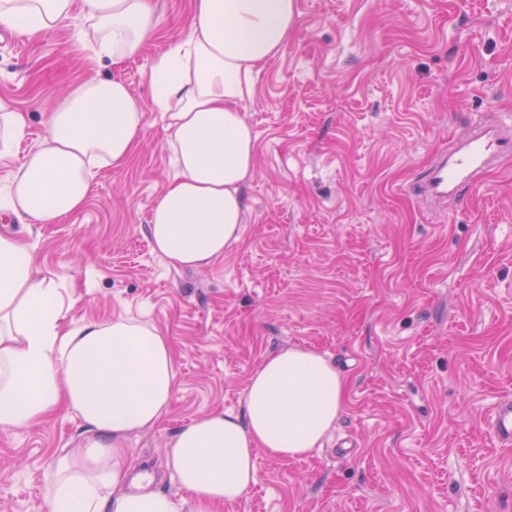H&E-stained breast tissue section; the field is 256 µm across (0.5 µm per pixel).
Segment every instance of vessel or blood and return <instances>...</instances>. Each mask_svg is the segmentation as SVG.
Masks as SVG:
<instances>
[{"mask_svg":"<svg viewBox=\"0 0 512 512\" xmlns=\"http://www.w3.org/2000/svg\"><path fill=\"white\" fill-rule=\"evenodd\" d=\"M512 159V122L501 121L498 128L482 130L460 140L440 154L417 182V193L437 204L460 203L478 189L485 173ZM492 432L505 447L512 446V399L500 402L491 419Z\"/></svg>","mask_w":512,"mask_h":512,"instance_id":"b4317fda","label":"vessel or blood"}]
</instances>
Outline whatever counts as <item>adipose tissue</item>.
Wrapping results in <instances>:
<instances>
[{
    "mask_svg": "<svg viewBox=\"0 0 512 512\" xmlns=\"http://www.w3.org/2000/svg\"><path fill=\"white\" fill-rule=\"evenodd\" d=\"M82 17V41L121 62L155 25L153 0H0V28L34 39ZM296 0H193L186 37L154 58L151 105L119 80L96 77L63 89L45 115L47 133L9 178V210L23 224H56L80 212L94 169L124 163L163 116L175 171L147 226L153 252L180 271L223 263L240 241L241 188L255 165L256 134L238 105L281 52ZM177 388L172 346L133 318L65 322L61 295L32 252L0 235V430L28 427L65 406L84 431L59 449L43 490L44 512H184L149 477L133 478L129 435L159 424ZM347 382L319 352L293 346L263 359L241 413L217 411L182 427L165 468L188 511L224 512L256 481V453L303 459L341 412Z\"/></svg>",
    "mask_w": 512,
    "mask_h": 512,
    "instance_id": "ef3b65f1",
    "label": "adipose tissue"
}]
</instances>
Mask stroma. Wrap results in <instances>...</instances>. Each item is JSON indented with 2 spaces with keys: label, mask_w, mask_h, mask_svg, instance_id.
<instances>
[{
  "label": "stroma",
  "mask_w": 512,
  "mask_h": 512,
  "mask_svg": "<svg viewBox=\"0 0 512 512\" xmlns=\"http://www.w3.org/2000/svg\"><path fill=\"white\" fill-rule=\"evenodd\" d=\"M157 25L113 64L71 21L34 40L0 29V100L29 113L0 185L45 135L66 86L118 79L149 104L150 66L187 34L191 0H155ZM280 55L240 104L258 135L243 235L215 268L175 271L146 224L172 173L162 116L125 163L99 171L84 208L0 233L31 246L67 320L141 317L170 337L178 388L167 418L132 434L128 463L174 499L166 447L192 420L240 410L262 360L314 349L346 376L321 448L258 454L257 480L225 512H512V447L489 427L512 397V162L455 210L413 184L488 112L512 119V0H297ZM59 409L0 431V512H44L57 449L80 432Z\"/></svg>",
  "instance_id": "obj_1"
}]
</instances>
